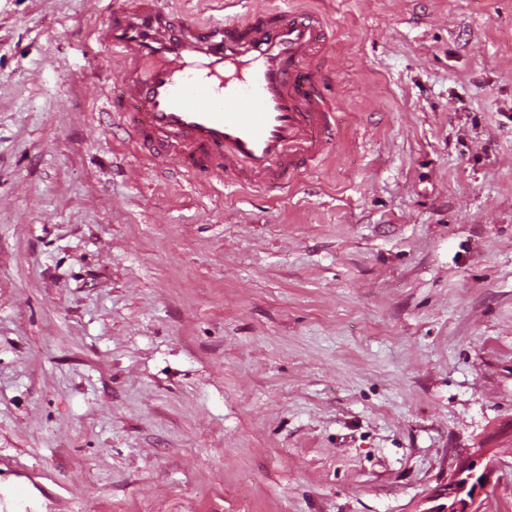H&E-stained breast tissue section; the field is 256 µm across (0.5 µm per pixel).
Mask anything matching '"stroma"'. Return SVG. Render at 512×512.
Instances as JSON below:
<instances>
[{
    "label": "stroma",
    "instance_id": "stroma-1",
    "mask_svg": "<svg viewBox=\"0 0 512 512\" xmlns=\"http://www.w3.org/2000/svg\"><path fill=\"white\" fill-rule=\"evenodd\" d=\"M323 9L348 130L277 198L146 171L120 0H0V512H512V0ZM483 455L476 451L471 456L459 460L448 476V481L429 496L431 502L441 499L447 502L429 507L425 512H481L483 503L479 498L494 471L491 460L480 469Z\"/></svg>",
    "mask_w": 512,
    "mask_h": 512
}]
</instances>
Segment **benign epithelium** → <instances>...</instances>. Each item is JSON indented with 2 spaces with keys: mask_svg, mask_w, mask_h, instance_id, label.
Here are the masks:
<instances>
[{
  "mask_svg": "<svg viewBox=\"0 0 512 512\" xmlns=\"http://www.w3.org/2000/svg\"><path fill=\"white\" fill-rule=\"evenodd\" d=\"M493 471V462H483L479 451L459 460L448 481L429 496L435 505L423 512H482L479 498Z\"/></svg>",
  "mask_w": 512,
  "mask_h": 512,
  "instance_id": "7a95c632",
  "label": "benign epithelium"
}]
</instances>
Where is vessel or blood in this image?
<instances>
[{
	"instance_id": "b4317fda",
	"label": "vessel or blood",
	"mask_w": 512,
	"mask_h": 512,
	"mask_svg": "<svg viewBox=\"0 0 512 512\" xmlns=\"http://www.w3.org/2000/svg\"><path fill=\"white\" fill-rule=\"evenodd\" d=\"M332 35L314 13L190 23L156 0H130L93 32L125 72L112 120L155 169L263 192L292 186L340 141L346 115L325 93Z\"/></svg>"
}]
</instances>
